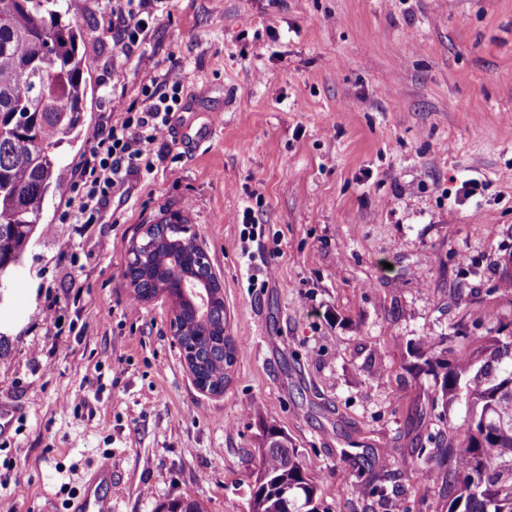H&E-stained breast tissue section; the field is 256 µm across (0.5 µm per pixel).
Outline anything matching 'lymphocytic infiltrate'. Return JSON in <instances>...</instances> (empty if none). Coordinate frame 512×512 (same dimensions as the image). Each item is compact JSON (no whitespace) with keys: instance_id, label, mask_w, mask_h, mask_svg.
Returning a JSON list of instances; mask_svg holds the SVG:
<instances>
[{"instance_id":"f902f5d3","label":"lymphocytic infiltrate","mask_w":512,"mask_h":512,"mask_svg":"<svg viewBox=\"0 0 512 512\" xmlns=\"http://www.w3.org/2000/svg\"><path fill=\"white\" fill-rule=\"evenodd\" d=\"M152 0H114L112 28L117 45L128 52L142 43L149 28ZM146 109L127 110L121 120L94 132L91 149L83 160L82 192L70 201L60 221L64 224H92L97 219L101 197L122 183L125 176L141 169L152 170L155 145L164 143L170 117L180 106L177 90L162 85L146 90Z\"/></svg>"}]
</instances>
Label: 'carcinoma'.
I'll list each match as a JSON object with an SVG mask.
<instances>
[{
  "mask_svg": "<svg viewBox=\"0 0 512 512\" xmlns=\"http://www.w3.org/2000/svg\"><path fill=\"white\" fill-rule=\"evenodd\" d=\"M76 0H0V279L33 242L45 201L64 178L62 149L82 134L87 83L77 53ZM175 214L155 225L129 257L125 278L137 302L171 301L181 357L196 385L224 390L239 349L225 334L224 294L207 253ZM446 336H424L435 377L431 406L465 405L458 443L436 448L449 461L448 512H512V334L492 336L448 359ZM319 486L288 433L263 429L249 512H319ZM159 512H207L199 499Z\"/></svg>",
  "mask_w": 512,
  "mask_h": 512,
  "instance_id": "carcinoma-1",
  "label": "carcinoma"
}]
</instances>
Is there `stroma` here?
Segmentation results:
<instances>
[{
  "instance_id": "35a3bbf8",
  "label": "stroma",
  "mask_w": 512,
  "mask_h": 512,
  "mask_svg": "<svg viewBox=\"0 0 512 512\" xmlns=\"http://www.w3.org/2000/svg\"><path fill=\"white\" fill-rule=\"evenodd\" d=\"M153 14L125 54L112 0L84 2L86 128L143 108L155 80L181 104L153 173L127 176L97 223H60L90 140L63 155L46 230L0 293V500L68 512L108 459L113 512L176 498L248 512L265 422L323 512H448L444 479L413 480L436 465L415 449L466 413L431 410L417 351L512 328V0H155ZM175 213L241 345L219 395L173 346L166 299L127 309L133 239ZM375 474L384 499L353 493Z\"/></svg>"
}]
</instances>
